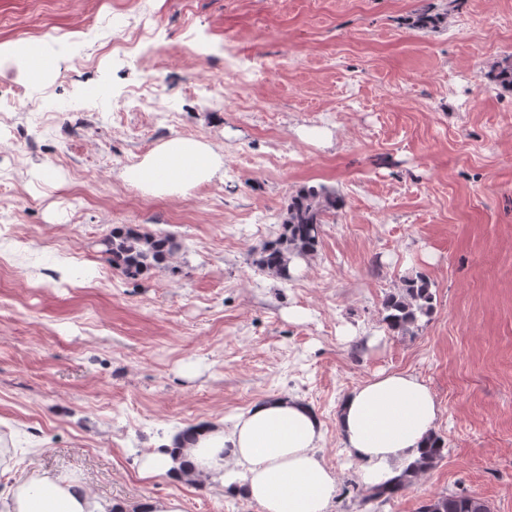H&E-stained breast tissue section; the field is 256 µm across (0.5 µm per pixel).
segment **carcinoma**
Instances as JSON below:
<instances>
[{
  "label": "carcinoma",
  "instance_id": "carcinoma-1",
  "mask_svg": "<svg viewBox=\"0 0 512 512\" xmlns=\"http://www.w3.org/2000/svg\"><path fill=\"white\" fill-rule=\"evenodd\" d=\"M444 17L433 14L430 8L421 9L414 27L428 30L436 27ZM494 81L512 89V55L506 57L494 73ZM343 200L336 191L326 186L304 187L290 197L282 219L278 237L262 245L257 264L260 269L283 282L291 280L288 266L294 258L311 255L319 243L322 225L327 216L336 213ZM104 253L112 259V266L127 276H141L160 267L181 245L163 234L144 233L131 226L112 228L102 239ZM431 283L423 275L408 277L396 294L390 295L383 306V321L394 334L406 336L414 332L423 317L434 312ZM446 444L435 435L419 449V456L407 463L400 475L369 488L367 500L388 501L409 489L413 480L426 473L444 458ZM421 512H490L482 498L460 492L432 498L421 506Z\"/></svg>",
  "mask_w": 512,
  "mask_h": 512
}]
</instances>
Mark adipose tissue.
<instances>
[{"mask_svg":"<svg viewBox=\"0 0 512 512\" xmlns=\"http://www.w3.org/2000/svg\"><path fill=\"white\" fill-rule=\"evenodd\" d=\"M219 167V157L206 145L174 138L127 168L124 178L160 195L209 180ZM440 413L430 388L406 372H377L350 391L339 408L337 427L363 483L371 486L395 477V463L416 456L435 432ZM322 428L319 415L299 398L263 399L238 417L231 433L208 425L169 442L165 451L150 454L143 475L166 474L177 482L223 478L226 460L220 451L228 445L247 472L239 492L261 512H326L337 483L317 453ZM6 508L112 512L111 503H100L82 485L62 484L47 476L18 483Z\"/></svg>","mask_w":512,"mask_h":512,"instance_id":"ef3b65f1","label":"adipose tissue"}]
</instances>
